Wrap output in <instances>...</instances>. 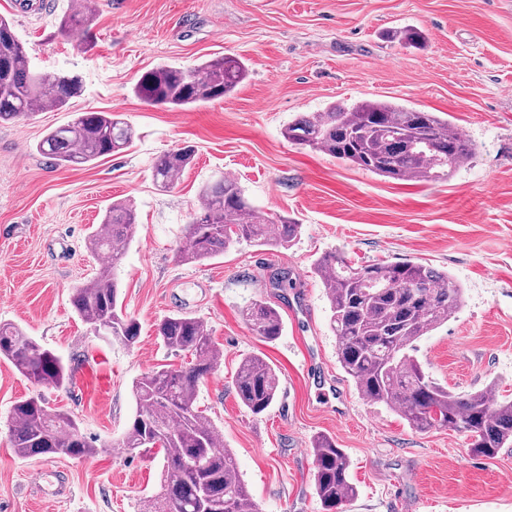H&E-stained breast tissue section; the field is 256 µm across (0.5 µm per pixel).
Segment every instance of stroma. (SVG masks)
Masks as SVG:
<instances>
[{"mask_svg": "<svg viewBox=\"0 0 512 512\" xmlns=\"http://www.w3.org/2000/svg\"><path fill=\"white\" fill-rule=\"evenodd\" d=\"M87 35L59 22L73 0H0L38 71L78 76L64 109L0 122V322L20 326L58 355L66 386L44 388L0 359V512H145L163 452L112 449L135 412L133 380L181 360L156 325L184 313L210 330L223 353L199 386L206 411L232 451L261 512H323L313 484L312 441L335 439L350 460L357 496L348 512H512V448L471 453L466 434L419 432L365 398L341 369L329 304L314 261L341 251L352 262L415 261L463 288L455 316L415 343L426 375L458 393L495 383L512 395V0H92ZM421 28L422 48L393 41ZM234 55L249 68L230 95L172 109L137 98L139 76ZM390 101L438 113L475 148L448 180L394 181L293 145L296 117L333 104ZM81 112L121 113L136 132L122 153L89 165L54 166L37 144ZM190 145L195 158L173 189L152 181L165 152ZM235 178L260 216H285L301 232L289 248L242 241L199 263L177 258L200 188ZM128 201L139 231L118 272L126 312L141 325L127 347L76 315V286L100 265L87 249L106 210ZM262 300L283 331L264 341L243 311ZM262 356L279 396L255 417L233 377L242 357ZM314 367L328 396L318 395ZM42 394L68 412L101 454L21 458L8 446V416ZM59 471L73 498L54 503L29 483Z\"/></svg>", "mask_w": 512, "mask_h": 512, "instance_id": "stroma-1", "label": "stroma"}]
</instances>
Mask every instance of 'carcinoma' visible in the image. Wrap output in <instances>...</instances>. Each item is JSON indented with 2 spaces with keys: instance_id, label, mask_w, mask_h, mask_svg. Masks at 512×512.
<instances>
[{
  "instance_id": "carcinoma-1",
  "label": "carcinoma",
  "mask_w": 512,
  "mask_h": 512,
  "mask_svg": "<svg viewBox=\"0 0 512 512\" xmlns=\"http://www.w3.org/2000/svg\"><path fill=\"white\" fill-rule=\"evenodd\" d=\"M91 0H79L59 28L67 36L89 32ZM392 37L411 47L424 44L419 28L396 29ZM244 61L232 56L193 68L163 65L141 74L133 92L151 105L187 108L231 94L247 77ZM81 93L78 79L56 72H34L13 24L0 16V121L30 116L45 105L63 108ZM289 142L319 150L355 168L400 181L436 182L464 165L474 146L447 119L415 107L363 100L350 107L330 106L288 123ZM132 126L119 113L85 112L49 131L37 150L62 167L82 166L128 148ZM194 155L187 145L163 154L152 170L162 190L174 188ZM198 212L189 221L178 257L185 262L214 258L237 240L259 247L286 248L301 225L285 217L262 218L236 179L223 176L198 195ZM132 209L114 203L103 228L88 240L106 264L74 289L72 305L93 328L106 326L114 340L133 345L139 323L120 301L115 270L136 230ZM330 307L336 356L357 390L397 410L418 431L450 428L466 433L470 451L489 459L512 446V399L482 389L455 393L425 375L411 354L414 343L448 322L462 302V288L445 273L418 262L356 265L341 252H328L312 266ZM246 320L266 341L282 333L278 311L262 300L247 309ZM165 348L190 360L163 366L133 381L135 415L114 444L128 456L149 448L164 452L160 491L152 512H259L240 478L233 453L209 416L196 405L199 384L222 364V352L203 323L188 315L168 316L156 327ZM0 358L27 379L58 388L67 380L58 356L42 348L12 323H0ZM234 387L253 416L263 415L277 397L279 378L258 355L241 359ZM9 447L19 457L87 458L93 447L68 413L50 411L45 399L17 400L9 415ZM314 488L324 512H345L357 496L350 461L336 441L317 436L312 444Z\"/></svg>"
}]
</instances>
